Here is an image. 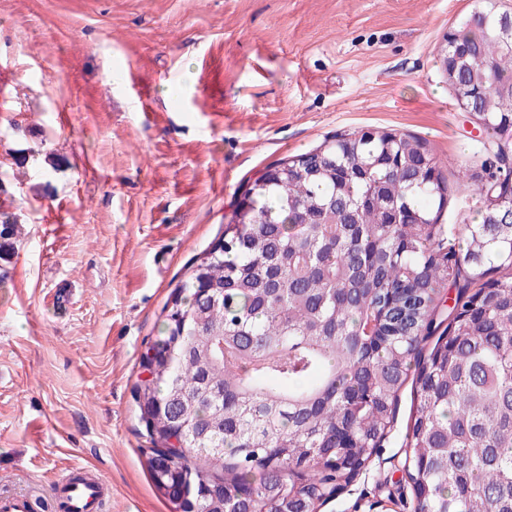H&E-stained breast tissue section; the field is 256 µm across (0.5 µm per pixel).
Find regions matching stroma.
<instances>
[{
	"mask_svg": "<svg viewBox=\"0 0 512 512\" xmlns=\"http://www.w3.org/2000/svg\"><path fill=\"white\" fill-rule=\"evenodd\" d=\"M473 0H0V494L78 465L101 512H169L131 396L162 308L264 169L341 133L426 141L465 224L484 136L437 50ZM153 100L149 114L139 96ZM412 396L321 512H413Z\"/></svg>",
	"mask_w": 512,
	"mask_h": 512,
	"instance_id": "35a3bbf8",
	"label": "stroma"
}]
</instances>
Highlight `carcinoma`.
Instances as JSON below:
<instances>
[{"label":"carcinoma","instance_id":"obj_1","mask_svg":"<svg viewBox=\"0 0 512 512\" xmlns=\"http://www.w3.org/2000/svg\"><path fill=\"white\" fill-rule=\"evenodd\" d=\"M511 24L478 0L448 31L455 83L480 90L498 193ZM462 186L476 217L441 223L438 161L391 129L340 134L249 183L164 305L153 377L133 391L170 512H319L389 440L408 383L414 512H512V203ZM13 227L1 213L0 258Z\"/></svg>","mask_w":512,"mask_h":512}]
</instances>
